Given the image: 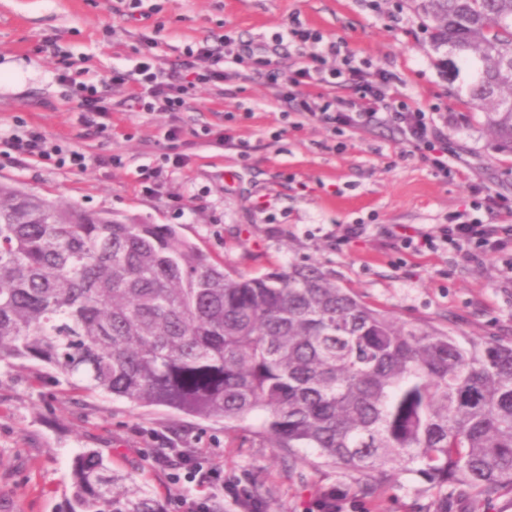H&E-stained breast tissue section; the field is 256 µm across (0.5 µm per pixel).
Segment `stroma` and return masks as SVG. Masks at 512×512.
Returning a JSON list of instances; mask_svg holds the SVG:
<instances>
[{
  "label": "stroma",
  "mask_w": 512,
  "mask_h": 512,
  "mask_svg": "<svg viewBox=\"0 0 512 512\" xmlns=\"http://www.w3.org/2000/svg\"><path fill=\"white\" fill-rule=\"evenodd\" d=\"M144 8L150 18L128 21L125 0H0V181L174 225L231 275L313 263L401 321L512 338V244L472 258L445 248L402 252L385 234L395 224L434 231L461 212L512 225V210L470 207L478 190L512 198V154L494 148L480 113L455 95L412 0H145ZM295 19L368 60L367 80L387 71L400 99L434 113L461 176L440 175L387 126L336 136L286 115L279 82L231 58L223 90L198 88L175 114L131 109L128 89L108 81L147 54L163 71L178 69L187 45L227 32L258 52ZM82 83L107 103L111 134L80 122L73 99ZM31 126L85 153L88 169H59L4 145ZM173 126L178 136L167 137ZM115 155L121 166L109 165ZM166 155L181 164L162 166ZM156 166L161 174L143 186L141 170ZM358 223L366 233L343 239L344 226ZM86 448L152 489L164 512H180L181 497L195 490L149 465L164 448L205 450L225 481L261 486L262 512H309L326 492L337 512L438 509L436 494L412 475L371 494L354 473L288 464L252 427L87 395L0 366V512H69L73 461Z\"/></svg>",
  "instance_id": "obj_1"
}]
</instances>
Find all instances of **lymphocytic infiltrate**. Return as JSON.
Here are the masks:
<instances>
[{
	"label": "lymphocytic infiltrate",
	"mask_w": 512,
	"mask_h": 512,
	"mask_svg": "<svg viewBox=\"0 0 512 512\" xmlns=\"http://www.w3.org/2000/svg\"><path fill=\"white\" fill-rule=\"evenodd\" d=\"M274 42L279 46H292L307 56L305 65L289 70L280 92L281 101L291 111L317 120L334 131L358 125H391L400 141L423 152L438 173L458 174V167L450 162L448 142L433 117L419 109H399L392 105L391 78L387 72H379L377 82L364 80L361 61L345 52L342 42L324 39L320 31L298 20L292 21ZM249 51V46L225 34L215 45L203 40L188 46L184 72L180 76H170L146 59L133 69L113 71L111 81L113 85L130 88V99L138 110L180 112L195 88L223 86L226 57L239 61ZM352 78L358 81L355 97L327 100L318 92L319 87L340 85ZM8 145L20 155L56 166L81 171L88 168L85 154L50 147L43 131L34 126L23 135L13 136ZM392 235L401 249L416 253L445 246L477 255L502 250L512 241V225L487 224L458 216L436 236L423 235L403 226L393 229ZM177 459L187 468L190 481L202 490L201 495L182 499V512H208L210 494L221 491L236 500L242 512H257L259 505L249 492L239 485L225 483L219 472L206 467L203 455H183Z\"/></svg>",
	"instance_id": "obj_1"
}]
</instances>
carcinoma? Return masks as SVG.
Here are the masks:
<instances>
[{
    "label": "carcinoma",
    "instance_id": "cac0c4a2",
    "mask_svg": "<svg viewBox=\"0 0 512 512\" xmlns=\"http://www.w3.org/2000/svg\"><path fill=\"white\" fill-rule=\"evenodd\" d=\"M443 72L512 153V0H413ZM0 364L237 426L292 458L441 497L512 489V340L405 325L315 265L232 276L169 224L0 182ZM70 512H162L88 449Z\"/></svg>",
    "mask_w": 512,
    "mask_h": 512
}]
</instances>
